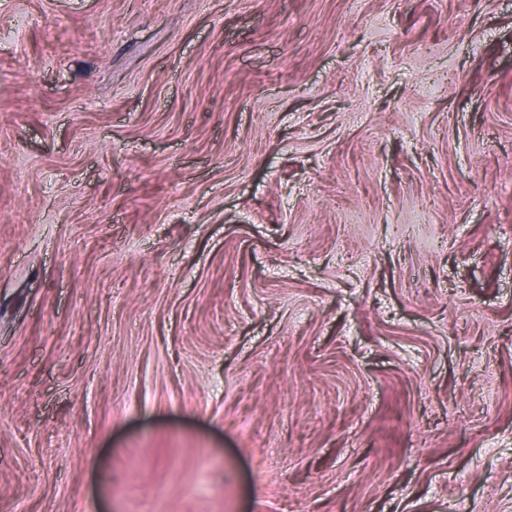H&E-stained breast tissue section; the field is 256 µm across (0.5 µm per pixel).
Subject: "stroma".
<instances>
[{
  "mask_svg": "<svg viewBox=\"0 0 512 512\" xmlns=\"http://www.w3.org/2000/svg\"><path fill=\"white\" fill-rule=\"evenodd\" d=\"M0 512H512V0H0Z\"/></svg>",
  "mask_w": 512,
  "mask_h": 512,
  "instance_id": "35a3bbf8",
  "label": "stroma"
}]
</instances>
